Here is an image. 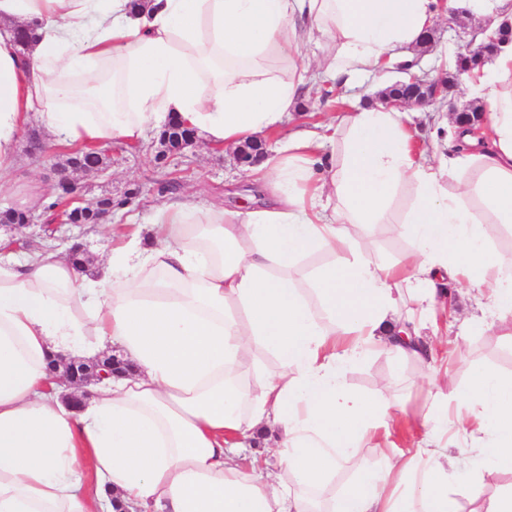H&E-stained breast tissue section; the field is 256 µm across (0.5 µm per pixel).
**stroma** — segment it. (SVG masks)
<instances>
[{"label": "stroma", "instance_id": "35a3bbf8", "mask_svg": "<svg viewBox=\"0 0 512 512\" xmlns=\"http://www.w3.org/2000/svg\"><path fill=\"white\" fill-rule=\"evenodd\" d=\"M455 5L452 15H440L432 31L431 47L420 50L417 74L431 78L441 75L452 65L458 48L472 40L479 24L472 0H455ZM401 77V71L391 67L348 87L323 83L300 101L297 111L279 130L267 136V147H275L296 129H316L345 112L375 102L379 92ZM112 154L116 160L112 170L98 178H82L81 183L89 196H111L113 223L125 224L133 218L141 224L150 223L155 211L177 195L193 194L205 203L227 209L260 204L252 178L238 165L234 149L217 148L201 139L196 148L176 153L161 142L159 132L151 131L139 147L113 141ZM66 160V155L60 153L43 157L21 151L11 174L21 194L11 199V206L22 207L23 194L34 189L52 194L57 180L54 167ZM435 354L438 367L449 371L463 386L469 385L475 372L482 369L512 376V354L506 343L489 332L471 330L460 342L436 344ZM418 374L413 365L386 355H372L349 367L346 379L352 388L371 396L378 394L384 380H394L407 417L419 419L432 398L417 387Z\"/></svg>", "mask_w": 512, "mask_h": 512}]
</instances>
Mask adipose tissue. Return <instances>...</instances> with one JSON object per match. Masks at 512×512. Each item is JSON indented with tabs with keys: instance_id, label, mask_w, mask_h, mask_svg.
Returning <instances> with one entry per match:
<instances>
[{
	"instance_id": "ef3b65f1",
	"label": "adipose tissue",
	"mask_w": 512,
	"mask_h": 512,
	"mask_svg": "<svg viewBox=\"0 0 512 512\" xmlns=\"http://www.w3.org/2000/svg\"><path fill=\"white\" fill-rule=\"evenodd\" d=\"M439 0H0V193L29 123L59 145L138 146L171 119L233 145L280 127L320 75L350 84L412 64ZM34 29L28 51L17 30ZM330 53L312 73L305 51ZM488 115L465 153L428 156L401 112L347 113L339 161L304 131L266 155L264 209L158 210L150 239L112 228L88 277L61 252L0 256V512H512V484L486 494L482 469L512 472V377L470 388L434 365L421 338L447 311L451 280L486 296L487 328L512 342V264L483 225L512 229V43L478 77ZM416 195L394 217L397 190ZM199 215L190 223L191 215ZM407 235L395 265L349 231ZM324 263L304 266L306 257ZM119 346L130 371L66 400L50 359ZM382 352L417 365L433 401L419 436L391 445L395 384L371 399L345 370ZM458 439L449 442V431ZM273 438L274 466H244L245 441ZM378 467L342 492L330 483L366 444ZM90 461L93 484L83 479Z\"/></svg>"
}]
</instances>
